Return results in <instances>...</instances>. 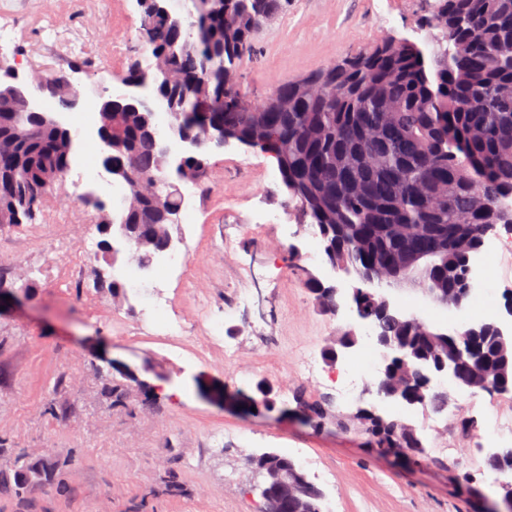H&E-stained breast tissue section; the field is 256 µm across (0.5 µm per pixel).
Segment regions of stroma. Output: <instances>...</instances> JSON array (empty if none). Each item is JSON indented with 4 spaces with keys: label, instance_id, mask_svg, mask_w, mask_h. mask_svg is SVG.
Masks as SVG:
<instances>
[{
    "label": "stroma",
    "instance_id": "obj_1",
    "mask_svg": "<svg viewBox=\"0 0 512 512\" xmlns=\"http://www.w3.org/2000/svg\"><path fill=\"white\" fill-rule=\"evenodd\" d=\"M431 0H282V11L254 36L253 55L241 63L253 101L311 69L365 52L388 36L424 43L422 20ZM135 0H30L16 40L0 65L22 76L68 77L83 94L121 85L129 65L144 61ZM76 29L85 46L60 66L38 52L51 31ZM124 56L113 63L115 40ZM189 222L173 235L188 252L186 270L164 281L170 315L182 327L178 347L157 337L143 312L154 279L115 294L114 269L86 243L101 239L103 215L122 203L111 178L78 181L68 171L32 224L0 227V285L14 301L0 306V478L13 480L18 451L41 466L69 465L25 501L0 496V512H259L249 458L272 449L294 460L325 494L330 512H495L503 491L490 476L480 446L489 430L512 417V391L490 394L448 386V408L402 410L375 393L362 373L351 399L330 380L339 365L322 364L324 381L299 371L306 351L322 353L348 329L340 315L323 314L304 286L326 257L309 258L314 228L299 215L275 160L231 145L208 153ZM481 285L491 288L496 314L512 300V251L493 249L480 263ZM406 314L455 330L459 309L422 292L382 288ZM236 352L225 358L223 344ZM274 386L270 410L254 413V385ZM122 401H113L112 385ZM332 400L318 422L297 410L298 399ZM405 415L422 436L429 461L378 453L370 437L338 415L357 409ZM475 421L464 446L457 410Z\"/></svg>",
    "mask_w": 512,
    "mask_h": 512
}]
</instances>
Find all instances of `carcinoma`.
I'll return each mask as SVG.
<instances>
[{
	"mask_svg": "<svg viewBox=\"0 0 512 512\" xmlns=\"http://www.w3.org/2000/svg\"><path fill=\"white\" fill-rule=\"evenodd\" d=\"M189 24L176 30L144 14L139 34L151 63L133 62L127 78L153 77L156 93L174 111L168 127L197 137L220 125L272 156L280 176L298 187L297 202L318 228L323 245L364 268L415 259L427 287L453 295L463 289L464 257L478 252L497 226H512V0H435L426 26L438 34L424 45L380 37L360 64L334 72L326 83L313 71L278 85L262 102L244 103L240 63L254 50L253 34L281 8V0H191ZM200 99L212 110L200 117ZM112 166L125 169L124 206L97 224L102 256L111 258L109 230L142 244L151 269L171 239L162 211L180 200L168 195L158 127L146 131L143 110L112 107ZM453 130L467 153L484 159L489 178L474 183ZM70 167L65 140L41 127L21 104L0 97V221L29 220ZM320 308L333 299L313 278L304 282ZM377 335L410 350L412 404L448 408L447 394L426 381L452 348L430 335L421 318L408 324L381 298L365 299ZM484 357L476 375L494 392L512 386V342L488 325L475 339ZM378 451L402 446L415 459L427 450L417 430L399 418L363 409L354 417ZM57 460L53 468L61 469ZM51 468V469H53ZM51 469L25 466V478L0 491L16 494L47 481Z\"/></svg>",
	"mask_w": 512,
	"mask_h": 512,
	"instance_id": "obj_1",
	"label": "carcinoma"
}]
</instances>
